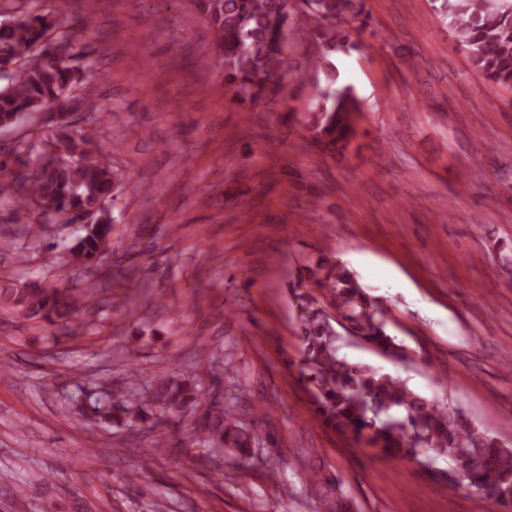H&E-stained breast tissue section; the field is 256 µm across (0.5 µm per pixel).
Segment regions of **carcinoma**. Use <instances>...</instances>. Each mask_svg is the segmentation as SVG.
Wrapping results in <instances>:
<instances>
[{
  "mask_svg": "<svg viewBox=\"0 0 512 512\" xmlns=\"http://www.w3.org/2000/svg\"><path fill=\"white\" fill-rule=\"evenodd\" d=\"M221 57L224 88L240 103L256 104L280 91V80L293 65L283 51V37L273 23L295 9L294 0H192ZM69 0H58L55 13L17 0H0V128H10L36 112H53L83 83L81 70L65 64L79 57L76 40L62 29ZM363 0H310L309 52L324 74L326 86L304 117L310 143L348 147L355 139L360 112L353 87L336 85V58L356 47L348 24L364 12ZM440 9L458 45L484 76L512 88V0H442ZM97 130L57 126L45 138L42 154L49 164L22 147L0 159V192L10 190L13 213L27 220L25 234L37 239L44 226L68 212L96 210L93 222L67 246L79 270L105 267L112 259V223L103 202L120 194L123 177L112 161L95 148ZM297 315L305 384L325 426L365 439L383 456L415 463L435 472L448 459V488L462 486L484 495L499 507H512V448L500 445L463 421L448 404L418 394L406 381L371 365L339 356L340 327L385 354L405 357L386 331V312L341 263L322 254L302 257L300 276L290 289ZM0 301L25 320L44 323L67 338L82 336L83 312L97 302L98 285L85 288H1ZM193 412L192 433L199 445L255 460L254 427L231 402L206 396L197 381L173 372L157 379L138 402L115 401L104 410L107 421L142 424L167 421L175 413ZM313 485L321 512H351L344 485L324 466L310 463L299 473Z\"/></svg>",
  "mask_w": 512,
  "mask_h": 512,
  "instance_id": "cac0c4a2",
  "label": "carcinoma"
}]
</instances>
